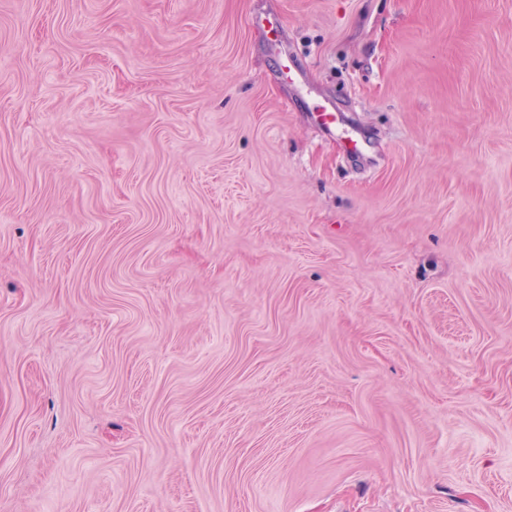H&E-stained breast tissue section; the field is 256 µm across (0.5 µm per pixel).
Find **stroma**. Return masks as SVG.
<instances>
[{
	"mask_svg": "<svg viewBox=\"0 0 512 512\" xmlns=\"http://www.w3.org/2000/svg\"><path fill=\"white\" fill-rule=\"evenodd\" d=\"M0 512H512V0H0Z\"/></svg>",
	"mask_w": 512,
	"mask_h": 512,
	"instance_id": "obj_1",
	"label": "stroma"
}]
</instances>
